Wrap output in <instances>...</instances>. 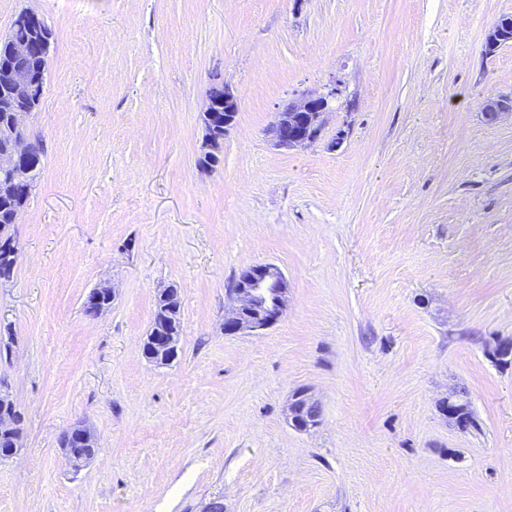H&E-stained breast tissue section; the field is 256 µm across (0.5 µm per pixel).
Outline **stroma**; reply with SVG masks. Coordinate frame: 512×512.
<instances>
[{
	"mask_svg": "<svg viewBox=\"0 0 512 512\" xmlns=\"http://www.w3.org/2000/svg\"><path fill=\"white\" fill-rule=\"evenodd\" d=\"M23 10L53 41L0 284L24 418L0 512H512V359L487 354L512 338V119L483 114L512 98V42L487 49L512 0H0V36ZM217 81L239 112L208 172ZM332 86L325 141L275 148V112ZM260 262L288 310L225 333ZM171 285L182 343L159 367L141 343ZM459 395L478 429L441 411ZM78 423L100 448L75 472L58 440ZM298 402V403H296ZM305 391H298L293 395V401L290 406L291 415L303 413L300 416L292 418L293 425L299 431H307L319 424V417L311 414L310 409L318 407Z\"/></svg>",
	"mask_w": 512,
	"mask_h": 512,
	"instance_id": "35a3bbf8",
	"label": "stroma"
}]
</instances>
